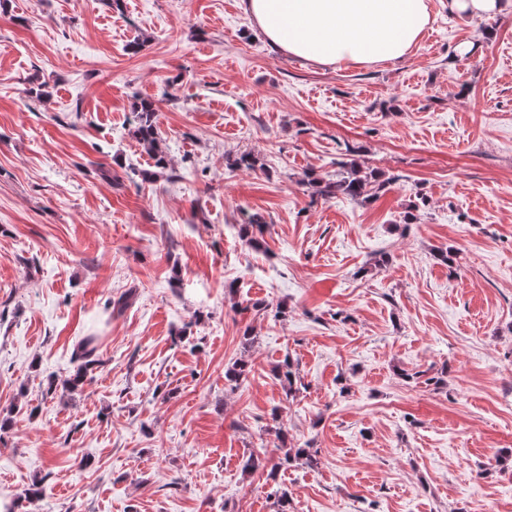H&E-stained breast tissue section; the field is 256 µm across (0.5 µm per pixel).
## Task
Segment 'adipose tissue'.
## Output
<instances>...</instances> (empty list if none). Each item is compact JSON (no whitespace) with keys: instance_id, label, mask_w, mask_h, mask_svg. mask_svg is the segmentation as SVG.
<instances>
[{"instance_id":"ef3b65f1","label":"adipose tissue","mask_w":512,"mask_h":512,"mask_svg":"<svg viewBox=\"0 0 512 512\" xmlns=\"http://www.w3.org/2000/svg\"><path fill=\"white\" fill-rule=\"evenodd\" d=\"M276 48L339 67L395 63L419 46L432 0H239Z\"/></svg>"}]
</instances>
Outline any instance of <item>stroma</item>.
Returning <instances> with one entry per match:
<instances>
[{"instance_id":"35a3bbf8","label":"stroma","mask_w":512,"mask_h":512,"mask_svg":"<svg viewBox=\"0 0 512 512\" xmlns=\"http://www.w3.org/2000/svg\"><path fill=\"white\" fill-rule=\"evenodd\" d=\"M140 98L170 160L154 181ZM344 163L384 189L317 195L307 173ZM89 337L102 364L66 390ZM287 445L316 465L269 480ZM504 448L512 10L433 0L403 61L335 68L272 48L237 0H0V495L19 512H275L280 489L292 512H512ZM510 7L511 0H448L449 12L472 16L491 15Z\"/></svg>"}]
</instances>
